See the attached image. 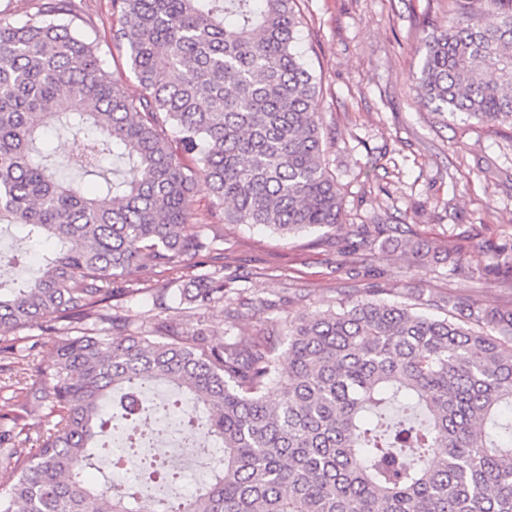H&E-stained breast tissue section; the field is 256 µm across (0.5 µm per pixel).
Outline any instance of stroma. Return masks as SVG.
I'll list each match as a JSON object with an SVG mask.
<instances>
[{"instance_id": "obj_1", "label": "stroma", "mask_w": 512, "mask_h": 512, "mask_svg": "<svg viewBox=\"0 0 512 512\" xmlns=\"http://www.w3.org/2000/svg\"><path fill=\"white\" fill-rule=\"evenodd\" d=\"M453 0H297L300 47L320 79V119L331 136L328 167L341 189L336 228L282 236L255 224H225L205 181L195 189V230L223 235L219 252L179 272L146 268L144 295L124 303L130 324L152 314L153 288H177L212 272L224 276L222 304L170 316L201 327L219 345L228 336H284L289 314H315L367 289L389 302L444 303L462 297L512 308V277L488 282L486 266L512 245V126L427 108L412 82L422 32L448 23ZM459 258L422 268L409 243ZM53 333L18 331L0 363V434L34 451L57 419L38 397L40 369L53 361Z\"/></svg>"}]
</instances>
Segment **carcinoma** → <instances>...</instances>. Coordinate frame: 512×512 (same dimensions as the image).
Listing matches in <instances>:
<instances>
[{
	"instance_id": "1",
	"label": "carcinoma",
	"mask_w": 512,
	"mask_h": 512,
	"mask_svg": "<svg viewBox=\"0 0 512 512\" xmlns=\"http://www.w3.org/2000/svg\"><path fill=\"white\" fill-rule=\"evenodd\" d=\"M464 5L423 39L412 75L437 112L512 124V0ZM112 43L131 93L74 0H41L23 22L0 13V227L43 245L26 282L0 277V354L9 333L47 317L64 331L39 372L59 417L15 466L0 512H512V309L448 298L435 316L377 298L288 320L282 342L234 337L220 347L158 313L132 327L112 300L145 289L147 267L175 271L215 250L188 224L196 179L226 224L280 234L335 228L342 200L326 166L319 82L296 50V0H111ZM71 150L55 159L47 131ZM125 163L133 181L105 169ZM61 168L101 181L89 192ZM122 278L127 288H114ZM179 304L207 311L224 280L189 281ZM170 397L146 406V393ZM110 419L150 412L203 429L221 455L190 498L182 474L144 455L127 491L87 484ZM212 448V449H214ZM212 449L188 448L190 456Z\"/></svg>"
}]
</instances>
